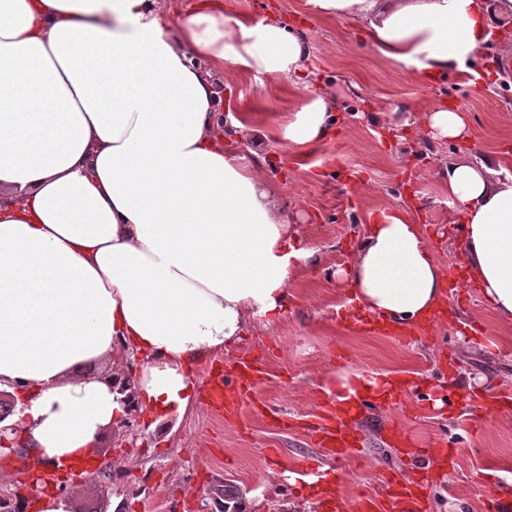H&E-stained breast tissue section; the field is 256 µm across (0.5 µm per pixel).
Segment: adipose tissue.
Masks as SVG:
<instances>
[{"instance_id":"ef3b65f1","label":"adipose tissue","mask_w":512,"mask_h":512,"mask_svg":"<svg viewBox=\"0 0 512 512\" xmlns=\"http://www.w3.org/2000/svg\"><path fill=\"white\" fill-rule=\"evenodd\" d=\"M167 0H0V387L30 400L21 432L35 469L96 463L121 394L72 373L122 350L139 359L140 413L156 425L190 405L191 368L236 344L249 317L276 321L294 267L313 260L243 148L222 128L225 62L304 88L310 46L263 20L202 7L168 33ZM363 24L371 47L417 76L482 60L512 0H307ZM333 103L307 98L283 131L297 155L324 143ZM430 135L464 141V113L433 108ZM491 154L439 176L464 233L457 254L486 306L512 323V176ZM421 225L380 211L337 269L364 316L411 326L445 298ZM377 372L337 371L345 406L387 399Z\"/></svg>"}]
</instances>
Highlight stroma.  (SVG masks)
<instances>
[{
    "mask_svg": "<svg viewBox=\"0 0 512 512\" xmlns=\"http://www.w3.org/2000/svg\"><path fill=\"white\" fill-rule=\"evenodd\" d=\"M221 2L227 18L276 20L304 36L312 48L309 79L335 103L330 138L309 154L312 170L305 173L289 165L293 152L282 135L302 92L230 62L214 75L221 98L234 101L250 127L272 129V137L247 135L242 142L266 156L277 203L318 262L296 271L277 321L248 320L238 343L193 366L195 401L166 433L145 428L133 448L122 447L120 436L109 439L101 455L116 480L78 482L72 512H197L203 504L209 512H227L250 493L264 498L261 512H318L288 481L303 460L325 468L341 497L365 492L379 500L388 469L408 480L426 477L430 465L421 451L443 435L458 437L461 449L454 468L429 485L432 512H489V497L512 477V405L482 404L471 383L483 377L494 391L512 394V326L500 325L478 290L467 287L449 302L454 324L437 322L424 334L366 329L336 269L351 262L364 225L398 205L424 225L440 256L457 252L460 227L436 171L482 153L512 159V68H504L499 54L512 42V23L494 30L473 75L426 80L380 58L363 25L318 16L306 0ZM442 103L466 114L470 141L414 133ZM488 338L497 349H483ZM244 354L261 361L262 380L229 425L207 405L205 388L213 368ZM344 369L418 386L358 421L362 459L337 462L305 424L324 414L322 389ZM447 370L454 373L450 389L440 380ZM446 396L451 406H437ZM389 427L406 432L417 454L391 446Z\"/></svg>",
    "mask_w": 512,
    "mask_h": 512,
    "instance_id": "obj_1",
    "label": "stroma"
}]
</instances>
